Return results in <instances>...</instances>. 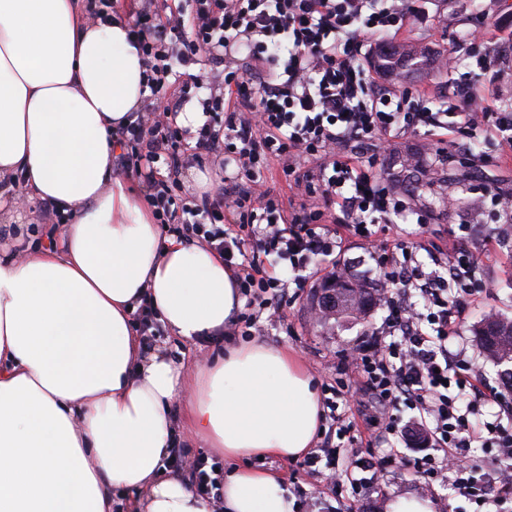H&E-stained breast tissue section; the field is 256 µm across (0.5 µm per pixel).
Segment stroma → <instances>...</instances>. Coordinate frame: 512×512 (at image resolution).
<instances>
[{
  "instance_id": "35a3bbf8",
  "label": "stroma",
  "mask_w": 512,
  "mask_h": 512,
  "mask_svg": "<svg viewBox=\"0 0 512 512\" xmlns=\"http://www.w3.org/2000/svg\"><path fill=\"white\" fill-rule=\"evenodd\" d=\"M429 19L407 27L392 37V44L412 43L435 48L437 53L457 57L454 71L446 72L432 65L429 75L406 78L410 89H426L428 95L447 103L449 93L471 77L481 79L480 91L494 110L512 104V84L480 73L478 60L491 54L495 68L512 71V0H428ZM481 24L485 42L481 45L459 44L460 30ZM502 135L483 128L468 139L465 148L448 142L436 131L409 132L398 138L393 151L381 154V172L401 181L402 186L424 204L430 218L417 238L416 259L425 269H433V260L447 257L461 246L478 248L475 280L482 292L470 302L469 310L455 337L449 339L451 353H463L466 360L481 367L487 399L481 407L483 417L497 415L501 406L512 404V390L504 387L502 367L480 347L474 329L486 316L497 315L512 320V223L504 224L493 202L494 195L512 194V159L502 154ZM412 156L411 171H403L399 156ZM438 166L440 179L426 187V172ZM454 192L458 204L449 209L440 197ZM323 266H335L337 274L367 288H379L381 273L372 249L364 239L341 235L337 239L335 259H323ZM385 310L374 307L360 318L319 320L311 293L289 302L264 318L262 343L285 347L302 360L317 385L331 383L337 361L353 346L355 339L370 328L381 326ZM153 344L167 345L184 366L198 368L223 355L225 348L238 345L239 337L193 344L160 329ZM422 444L409 441L401 459L396 460L360 498L336 500L338 512H390L391 502L400 496H414L431 502L433 512H484L483 508L460 495L447 482L435 481L422 488L413 474L412 460L421 455Z\"/></svg>"
}]
</instances>
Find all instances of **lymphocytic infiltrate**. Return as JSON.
Wrapping results in <instances>:
<instances>
[{"mask_svg": "<svg viewBox=\"0 0 512 512\" xmlns=\"http://www.w3.org/2000/svg\"><path fill=\"white\" fill-rule=\"evenodd\" d=\"M417 16L413 0H192L187 10L140 0L131 26L146 60L151 96L165 93L175 65L207 58L224 68L190 77L210 87L201 125L179 126L175 102L159 112L133 113L115 134L119 159L125 174L147 185L157 223L233 263L236 286L247 299L237 319L242 335H262L263 311L301 295L317 261L336 248L323 212H285L268 186L271 161L281 162L294 196H319L338 206L337 223L369 239L388 232L403 212L414 214L420 225L428 218L425 206L379 174L380 158L368 151L373 141L422 128L466 138L492 125L506 133L504 150L512 152L511 112L493 111L465 89L450 110L435 112L416 104L399 83L382 84L365 68L367 40L383 41ZM214 155L222 167L234 169L223 179L224 191L216 197L182 196L177 177L184 165ZM415 247L398 237L374 248L387 315L382 327L359 338L327 387L330 424L302 462L311 474L323 467L331 471L325 491L308 500L313 510L334 512L330 501L343 487L361 493L384 469L359 449L342 410L355 387L382 406V436L398 433L390 406L403 402L416 409L415 424L434 448L413 461L421 484L452 482L482 506L512 498V472L492 488L478 478L479 466L469 455L478 443L511 457L512 433L460 412L459 397L480 395L483 379L476 366L448 355V339L475 294L467 280L476 253L458 249L443 270L427 272L414 260ZM271 255L287 262L290 280L266 267ZM451 282L458 287L453 295L447 289Z\"/></svg>", "mask_w": 512, "mask_h": 512, "instance_id": "lymphocytic-infiltrate-1", "label": "lymphocytic infiltrate"}]
</instances>
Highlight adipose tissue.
Returning a JSON list of instances; mask_svg holds the SVG:
<instances>
[{
	"mask_svg": "<svg viewBox=\"0 0 512 512\" xmlns=\"http://www.w3.org/2000/svg\"><path fill=\"white\" fill-rule=\"evenodd\" d=\"M86 9L0 0V185L71 218L62 249L0 253V512H208L164 474L184 430L228 464L224 512H293L257 462L299 458L318 430L295 353L243 343L194 378L133 329L147 300L195 341L223 333L241 299L223 258L163 235L114 170L112 133L150 91L128 25Z\"/></svg>",
	"mask_w": 512,
	"mask_h": 512,
	"instance_id": "adipose-tissue-1",
	"label": "adipose tissue"
}]
</instances>
